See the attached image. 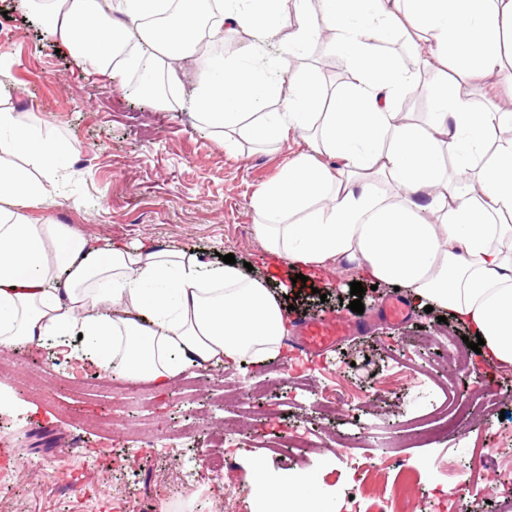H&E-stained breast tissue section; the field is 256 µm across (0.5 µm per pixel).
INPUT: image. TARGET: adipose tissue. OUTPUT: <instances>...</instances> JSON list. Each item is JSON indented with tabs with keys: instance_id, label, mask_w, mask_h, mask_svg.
Returning <instances> with one entry per match:
<instances>
[{
	"instance_id": "adipose-tissue-1",
	"label": "adipose tissue",
	"mask_w": 512,
	"mask_h": 512,
	"mask_svg": "<svg viewBox=\"0 0 512 512\" xmlns=\"http://www.w3.org/2000/svg\"><path fill=\"white\" fill-rule=\"evenodd\" d=\"M49 35L101 79L177 75L225 21L252 56L201 63L195 119L260 147L297 131L307 145L253 199L265 256L288 266L348 261L359 276L410 290L481 334L484 363L512 368V0H29ZM347 60L350 82L330 101L312 80L289 81L279 110L276 59L316 35ZM410 38L415 68L380 47ZM441 80L418 119L397 101L430 71ZM487 105L475 109V97ZM65 151L42 126L0 107V349L50 343L92 356L107 374L159 387L191 366L265 365L288 322L275 294L238 265H205L179 248L96 245L63 224H33ZM23 155L18 167L11 156ZM338 159L337 167L322 157ZM81 335L83 350L69 339ZM252 512H327L314 475L271 478L250 465Z\"/></svg>"
}]
</instances>
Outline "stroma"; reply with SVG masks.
<instances>
[{"instance_id": "1", "label": "stroma", "mask_w": 512, "mask_h": 512, "mask_svg": "<svg viewBox=\"0 0 512 512\" xmlns=\"http://www.w3.org/2000/svg\"><path fill=\"white\" fill-rule=\"evenodd\" d=\"M0 94L26 122L48 125L68 154L47 199L27 214L32 223L64 224L99 240L147 241L163 249L178 246L206 263L234 254L251 263L278 298H292L289 322L333 314L352 324L348 336L312 363L288 350L261 367H190L166 389L147 380L102 373L95 364L59 363L46 377L43 394L23 391L21 381L44 375L54 350L30 346L12 350L14 379L0 378L17 402L0 409V440L15 456L9 492L0 512H251L249 463L261 458L269 473H316L334 512L366 507L412 471L401 512H512V487L495 484V461L512 459V373L489 370L469 353L463 368L449 366L442 336L461 338L455 321L439 322L407 289L379 285L366 290L364 311L350 310L356 276L341 264L327 272L295 269L273 273L253 232L252 201L291 154L304 149L289 132L280 149L242 142L225 146L221 136L197 126L191 111L173 112L154 100L90 76L69 46L45 34L26 0H0ZM399 298L407 307L400 321L383 314ZM57 362V361H56ZM334 369L348 402L336 415L319 414L313 395L297 388L296 377ZM384 383L381 401H366L371 380ZM227 381L242 389L261 386L247 415L236 401L217 404L214 390ZM499 397L504 418L488 417V394ZM466 402L470 420L450 432L417 443L411 428L445 404ZM91 416L114 418L116 431L92 428ZM190 420L193 436L175 443L133 446L134 434L150 419ZM307 431L312 452L291 460L288 436ZM223 435L228 461L224 479L184 495L178 473L198 464ZM485 448L495 460L475 466L471 448ZM368 468L365 481L355 468Z\"/></svg>"}]
</instances>
